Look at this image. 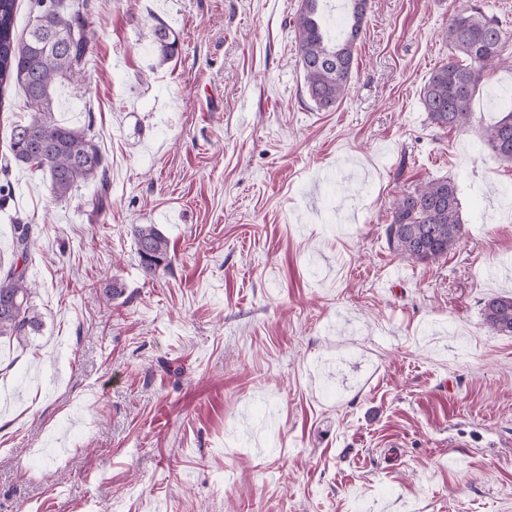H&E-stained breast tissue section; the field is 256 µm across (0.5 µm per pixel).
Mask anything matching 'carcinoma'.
<instances>
[{"instance_id":"carcinoma-1","label":"carcinoma","mask_w":512,"mask_h":512,"mask_svg":"<svg viewBox=\"0 0 512 512\" xmlns=\"http://www.w3.org/2000/svg\"><path fill=\"white\" fill-rule=\"evenodd\" d=\"M326 0H301L295 34L304 73L305 94L320 111H331L343 99L354 66V51L367 15L368 0H345L347 20L332 37L321 23ZM17 0H0V100L11 83L23 89L27 121L12 126L9 150L15 162L48 176L50 190L66 199L81 184L97 185L94 206L108 199V166L90 134L55 117L54 88L60 79L81 76L93 31L78 0L69 13L63 0H30L26 35L15 33ZM152 42L165 60L174 56L177 41L159 24ZM445 39L453 58L435 67L420 91V100L432 125L464 130L471 124V101L484 73L502 60L505 50L499 21L478 7L461 10L448 24ZM493 156L512 164V111L484 132ZM132 235L144 275L152 277L172 265L168 238L154 224H137ZM463 235L458 187L451 178L423 181L404 191L393 203L387 228L388 246L412 262H436L456 247ZM35 238L32 225H13L15 259L0 265V339L23 342L38 324L32 304L27 265ZM485 324L495 333L512 335V296L484 301Z\"/></svg>"}]
</instances>
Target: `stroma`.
I'll list each match as a JSON object with an SVG mask.
<instances>
[{
  "mask_svg": "<svg viewBox=\"0 0 512 512\" xmlns=\"http://www.w3.org/2000/svg\"><path fill=\"white\" fill-rule=\"evenodd\" d=\"M300 0H89L84 77L58 118L92 126L110 176L54 200L15 163L0 104V264L37 227L38 327L0 342V512H512V165L483 138L512 111V0H371L336 110L308 99ZM497 17L466 131L420 90L460 9ZM170 27L179 50L151 39ZM452 178L446 259L391 251L392 202ZM168 237L146 277L132 227ZM122 293L101 302L106 281ZM152 42L165 60L173 57L177 50V41L173 33L163 24L155 26L151 31ZM485 324L495 333L512 335V296H492L484 301Z\"/></svg>",
  "mask_w": 512,
  "mask_h": 512,
  "instance_id": "1",
  "label": "stroma"
}]
</instances>
